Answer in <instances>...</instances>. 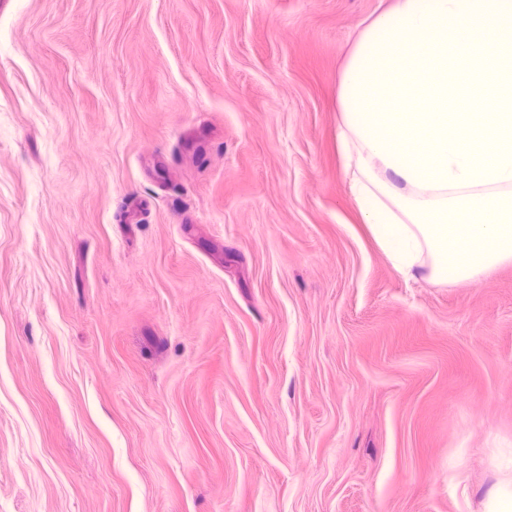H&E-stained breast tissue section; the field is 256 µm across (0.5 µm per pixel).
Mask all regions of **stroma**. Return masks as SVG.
<instances>
[{
    "instance_id": "35a3bbf8",
    "label": "stroma",
    "mask_w": 512,
    "mask_h": 512,
    "mask_svg": "<svg viewBox=\"0 0 512 512\" xmlns=\"http://www.w3.org/2000/svg\"><path fill=\"white\" fill-rule=\"evenodd\" d=\"M393 0H0V512H485L512 262L404 278L338 86Z\"/></svg>"
}]
</instances>
